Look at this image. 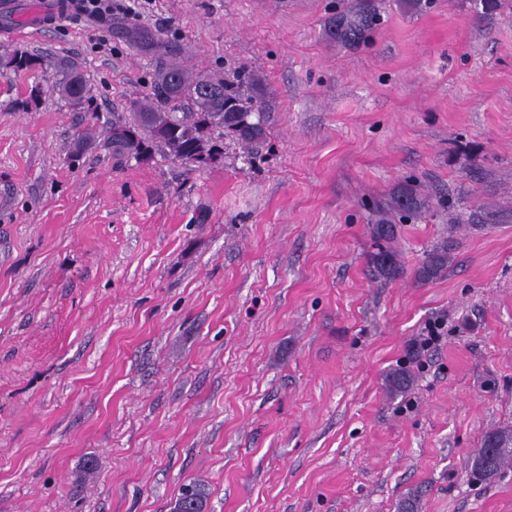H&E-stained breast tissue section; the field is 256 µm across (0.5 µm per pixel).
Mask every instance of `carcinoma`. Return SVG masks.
I'll return each mask as SVG.
<instances>
[{
  "mask_svg": "<svg viewBox=\"0 0 512 512\" xmlns=\"http://www.w3.org/2000/svg\"><path fill=\"white\" fill-rule=\"evenodd\" d=\"M377 0H352L349 9L329 18V33L346 45L367 40L375 27ZM41 64L37 57L24 52L7 55L0 62L17 70L32 69ZM48 87L59 92L84 112H94L88 96L85 77L71 66H61L47 74ZM152 97L134 104V112L118 117L105 130V145L120 158H147L161 148L174 160L188 166L205 167L223 156L224 136H232L244 148L251 149L266 141L263 114L259 112L258 80L238 76L227 81L216 75L199 74L179 65L160 69L153 78ZM431 207V201L411 188L398 192L387 203L373 204L375 223L371 227L373 248L368 256L372 275L395 280L404 273L398 253L391 247L396 237V224L408 221ZM456 241L452 238L431 250L416 271L423 283L433 282L447 271ZM414 382L406 367L390 370L386 385L394 394L404 393ZM493 458H488L490 449ZM512 463V429L488 432L471 464V474L479 481L489 480L500 469ZM196 512L206 508L207 492L202 484L191 485ZM182 492L176 498L173 512H184L186 499Z\"/></svg>",
  "mask_w": 512,
  "mask_h": 512,
  "instance_id": "carcinoma-1",
  "label": "carcinoma"
}]
</instances>
